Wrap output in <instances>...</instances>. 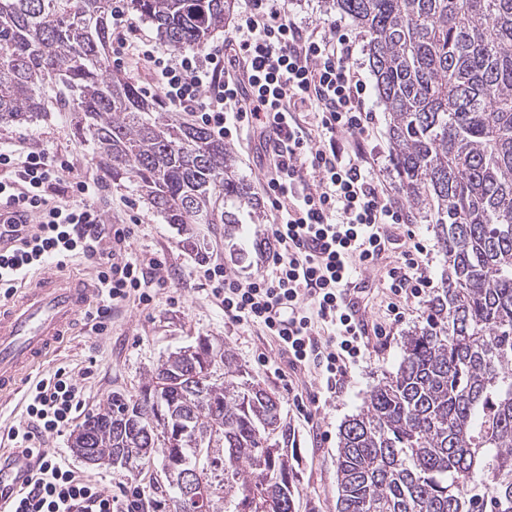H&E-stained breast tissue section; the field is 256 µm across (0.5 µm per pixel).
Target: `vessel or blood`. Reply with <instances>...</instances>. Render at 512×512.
Here are the masks:
<instances>
[{
    "label": "vessel or blood",
    "mask_w": 512,
    "mask_h": 512,
    "mask_svg": "<svg viewBox=\"0 0 512 512\" xmlns=\"http://www.w3.org/2000/svg\"><path fill=\"white\" fill-rule=\"evenodd\" d=\"M97 288L84 278L48 271L7 303H0V397L10 398L23 379L55 353L88 311ZM33 464L20 454L0 457V512H9Z\"/></svg>",
    "instance_id": "b4317fda"
}]
</instances>
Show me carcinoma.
<instances>
[{"mask_svg": "<svg viewBox=\"0 0 512 512\" xmlns=\"http://www.w3.org/2000/svg\"><path fill=\"white\" fill-rule=\"evenodd\" d=\"M172 49L203 44L237 0H122ZM365 32L399 189L433 211L448 267L396 373L339 431L336 512H512V0H335ZM115 0H0V125L58 111L166 223L229 233L257 192L206 127L153 115L111 68ZM134 394L114 392L70 448L117 474L161 458L154 507L296 512L291 430L274 392L199 336Z\"/></svg>", "mask_w": 512, "mask_h": 512, "instance_id": "1", "label": "carcinoma"}]
</instances>
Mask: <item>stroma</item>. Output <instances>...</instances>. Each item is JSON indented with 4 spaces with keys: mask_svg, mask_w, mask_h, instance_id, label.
I'll return each mask as SVG.
<instances>
[{
    "mask_svg": "<svg viewBox=\"0 0 512 512\" xmlns=\"http://www.w3.org/2000/svg\"><path fill=\"white\" fill-rule=\"evenodd\" d=\"M0 146L24 152L50 150L67 158L78 174L94 157L91 143L75 131L67 112L54 111L31 123L0 126ZM97 174L106 220L127 224L138 219L133 253L145 259H161L174 285L160 291L150 305L130 304L115 310L109 329L102 334L91 333L90 319L81 317L73 336L33 371V379L65 369L83 385V412L89 415L112 393L135 391L146 371L170 353L193 344L196 337H218L235 361L281 400L284 416L295 433L298 512H336L339 426L359 410L370 390L397 370L404 336L425 320V302L410 305L403 322L393 326L389 335L370 336L365 360L351 369L335 400L319 410L299 412L293 403L294 396L313 385V374L292 369L276 343L258 330L227 323L223 309L206 286L189 277L194 267L213 260L240 272L265 271L266 259L254 244L266 235L270 216H263L257 224L244 218L240 231L231 239L225 237L223 225H197L201 245L195 248L186 243L180 226L165 223L133 183L113 182L102 167ZM410 218V223L399 225L394 233L402 238L415 234L426 245L431 277L439 279L446 257L432 220L426 211L416 209L411 210ZM45 445L65 457L79 475L115 490L124 485L149 488L156 475L151 469L123 477L87 464L71 451L66 434L46 440Z\"/></svg>",
    "mask_w": 512,
    "mask_h": 512,
    "instance_id": "obj_1",
    "label": "stroma"
}]
</instances>
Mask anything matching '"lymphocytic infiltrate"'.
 Returning a JSON list of instances; mask_svg holds the SVG:
<instances>
[{"instance_id": "obj_1", "label": "lymphocytic infiltrate", "mask_w": 512, "mask_h": 512, "mask_svg": "<svg viewBox=\"0 0 512 512\" xmlns=\"http://www.w3.org/2000/svg\"><path fill=\"white\" fill-rule=\"evenodd\" d=\"M112 21L119 48L151 69L168 105L219 139L259 138L263 193L274 215L267 269L246 274L216 260L198 276L228 322L275 337L290 364L316 370L324 398H335L369 335H385L432 285L421 242L384 265L393 225L410 216L386 183L356 39L336 19L319 28L296 20L280 0H245L224 40L179 51L138 36L124 13ZM71 172L68 159L47 150L22 156L0 149V211L26 217L0 226V299L14 296L32 270L91 262L100 300L94 330L101 333L114 307L133 298L150 305L172 282L161 261L133 256V225L106 223L96 179ZM368 269L384 270L388 299L385 325L371 330L351 299ZM83 404L80 384L61 370L30 387L26 418L7 436L35 459L36 472L16 493L13 512H150L144 490L113 494L44 447Z\"/></svg>"}]
</instances>
